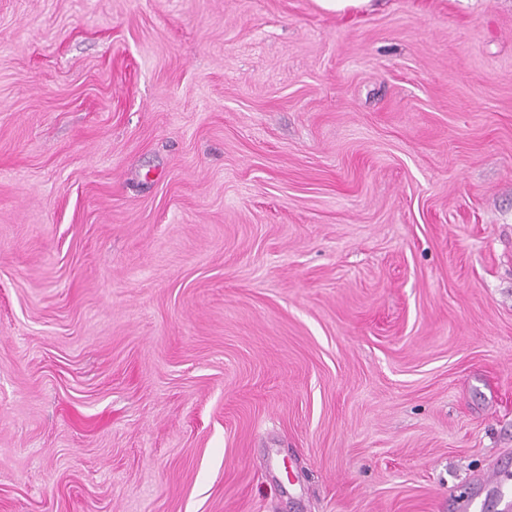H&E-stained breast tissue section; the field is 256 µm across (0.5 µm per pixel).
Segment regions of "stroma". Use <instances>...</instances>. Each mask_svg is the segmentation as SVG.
I'll list each match as a JSON object with an SVG mask.
<instances>
[{
  "label": "stroma",
  "mask_w": 512,
  "mask_h": 512,
  "mask_svg": "<svg viewBox=\"0 0 512 512\" xmlns=\"http://www.w3.org/2000/svg\"><path fill=\"white\" fill-rule=\"evenodd\" d=\"M502 471L512 0H0V512ZM324 10L345 14L350 12L370 10L373 0H317Z\"/></svg>",
  "instance_id": "obj_1"
}]
</instances>
